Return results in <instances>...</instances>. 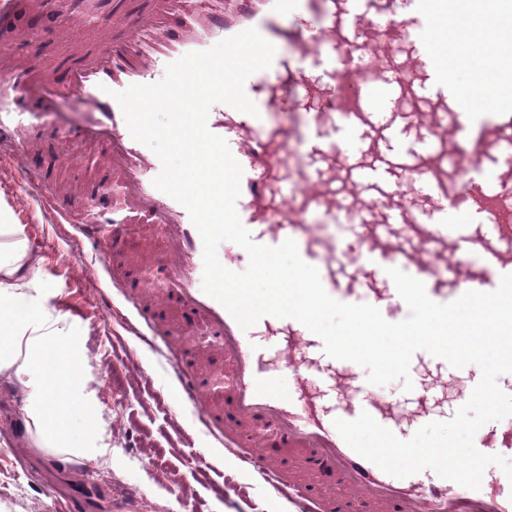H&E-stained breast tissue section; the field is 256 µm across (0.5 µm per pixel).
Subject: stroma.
Here are the masks:
<instances>
[{
  "label": "stroma",
  "instance_id": "stroma-1",
  "mask_svg": "<svg viewBox=\"0 0 512 512\" xmlns=\"http://www.w3.org/2000/svg\"><path fill=\"white\" fill-rule=\"evenodd\" d=\"M112 2L66 0L52 32L33 37L29 49L0 35V83L30 63L49 70L84 51L91 38L105 32L85 24V14L92 10L111 18ZM48 146L47 140L33 139L21 153L12 141L0 140V209L22 226L29 249L42 259L41 302L56 319L59 337L79 339L84 347V377L98 412L97 433L89 443L104 452L66 459L33 447L21 421L26 395L15 378L0 375V512H62L67 495L79 485L88 489L90 512H119V502L124 505L120 512H186L176 495L182 486L194 491L201 512H293L286 496L243 470L228 452L211 447L191 413L179 418L189 442L178 441L160 399L171 384L166 360L102 315L96 291L110 287V273L97 269L91 244L60 222L44 200L42 179L48 174L61 197L82 210L86 188L100 177L104 153L92 147L74 163L50 156ZM163 248L161 230L134 234L126 251L113 257L111 273L146 277ZM137 300L153 305L157 319L169 328L170 345L190 355L191 368L212 389V404L223 407L229 367L217 342L200 328L182 333L185 310L179 304L157 305L149 292ZM137 364L149 369L148 384L134 379ZM191 446L207 449L205 461L188 457Z\"/></svg>",
  "mask_w": 512,
  "mask_h": 512
}]
</instances>
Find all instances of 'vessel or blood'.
<instances>
[{
    "label": "vessel or blood",
    "mask_w": 512,
    "mask_h": 512,
    "mask_svg": "<svg viewBox=\"0 0 512 512\" xmlns=\"http://www.w3.org/2000/svg\"><path fill=\"white\" fill-rule=\"evenodd\" d=\"M301 21L288 30V16ZM448 17V0H140L139 8L118 14L111 37L92 52L63 62L61 73L41 77L35 68L16 74L17 90L42 101L80 96L88 110L78 124L54 125L64 155L77 159L101 144L106 164L98 184L85 194L92 219L77 231L93 247L95 265L111 269L112 252L131 224L167 228L171 259L156 265L148 287L165 285L187 307L192 325L214 337L231 368L223 416L211 411L195 373L174 351L151 310L136 306L154 349L168 361L175 380L171 416L194 409L215 446L224 448L266 483L284 489L297 512H349L361 503L368 512H512V480L485 469L480 489L440 477L434 470L397 478L355 452L340 436L335 419L351 421L368 413L403 440L430 423L427 407L450 390L465 404L481 372L470 364L455 369L432 359L437 375L413 380L411 390L389 396L366 384L364 367L316 358L320 337L290 318L262 317L269 335L279 338L280 360L263 364L254 331H242L230 313L202 290L203 243L188 210L153 185L161 162L133 139L115 93L136 84L161 81L167 66L183 55L205 51L225 38L254 28L278 51L269 69L250 75L245 92L259 113L252 116L218 103L207 119L209 130L224 138L243 169L237 211L253 242L277 246L293 239L301 258L315 266L325 291L349 304H368L400 322L407 309L388 271L396 267L422 281L430 299L451 302L468 291L496 290L512 274V225L502 224L488 207L496 194L491 174L469 179L460 197L448 194L440 175L448 154V115L400 112L408 90V70L425 74L422 97L447 101L458 77L439 63L437 30ZM399 34L411 49L409 59L386 51L384 41ZM292 41L302 61L317 58L325 84L307 86L288 69L281 53ZM293 109L309 122L306 151L288 159V140L270 129L262 115ZM382 124L397 145L401 182H387L381 169L354 162L359 127ZM351 158L349 175L361 190H378L363 211L376 220L348 225L344 248L324 243L312 215L340 222L345 203L328 186L336 177L337 156ZM432 204L427 220L408 205L411 193ZM474 445L484 454H512V416L483 425ZM313 463L344 489L340 500L320 501L288 480L279 459Z\"/></svg>",
    "instance_id": "vessel-or-blood-1"
}]
</instances>
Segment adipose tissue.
Wrapping results in <instances>:
<instances>
[{
    "mask_svg": "<svg viewBox=\"0 0 512 512\" xmlns=\"http://www.w3.org/2000/svg\"><path fill=\"white\" fill-rule=\"evenodd\" d=\"M493 9L512 20V0H448V17L455 28L446 40L441 61L461 80L465 100L494 101L512 88V60L492 68L469 56L464 48L465 23L477 13ZM40 259L32 253L20 225L0 213V374L14 376L26 392L24 428L32 443L57 455H91L67 417L96 415L92 399L79 391L81 344L60 339L45 321L36 276Z\"/></svg>",
    "mask_w": 512,
    "mask_h": 512,
    "instance_id": "1",
    "label": "adipose tissue"
}]
</instances>
